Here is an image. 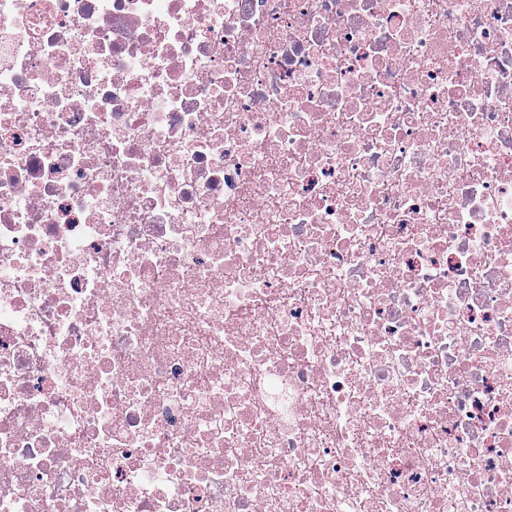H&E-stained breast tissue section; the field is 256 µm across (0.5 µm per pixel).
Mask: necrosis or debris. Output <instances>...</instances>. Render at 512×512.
<instances>
[{"label": "necrosis or debris", "mask_w": 512, "mask_h": 512, "mask_svg": "<svg viewBox=\"0 0 512 512\" xmlns=\"http://www.w3.org/2000/svg\"><path fill=\"white\" fill-rule=\"evenodd\" d=\"M0 512H512V0H0Z\"/></svg>", "instance_id": "obj_1"}]
</instances>
